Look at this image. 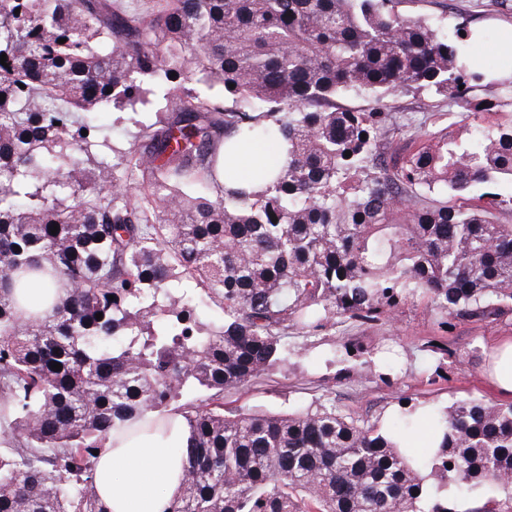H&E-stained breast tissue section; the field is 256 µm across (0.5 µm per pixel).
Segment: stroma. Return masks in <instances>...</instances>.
Segmentation results:
<instances>
[{
    "label": "stroma",
    "instance_id": "stroma-1",
    "mask_svg": "<svg viewBox=\"0 0 512 512\" xmlns=\"http://www.w3.org/2000/svg\"><path fill=\"white\" fill-rule=\"evenodd\" d=\"M398 10L443 26L450 34L463 22L489 33V40L472 52L481 57L484 69H498L501 35L512 27V0H401ZM385 104L394 132L382 149L390 155L404 154L420 136L457 137L466 130L464 106L429 90L400 92ZM507 336H512V317L448 321L424 299L409 301L391 322L347 321L313 334L293 329L287 359L262 383L225 393L224 407L277 412L326 393L345 411L386 420L399 413L403 400L437 409L463 397L496 403L500 397L489 382L486 361ZM342 343L353 354L340 363L334 348ZM369 359L382 367V374H365L362 364Z\"/></svg>",
    "mask_w": 512,
    "mask_h": 512
}]
</instances>
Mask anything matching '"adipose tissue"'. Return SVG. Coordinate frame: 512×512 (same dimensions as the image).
<instances>
[{
  "label": "adipose tissue",
  "instance_id": "obj_1",
  "mask_svg": "<svg viewBox=\"0 0 512 512\" xmlns=\"http://www.w3.org/2000/svg\"><path fill=\"white\" fill-rule=\"evenodd\" d=\"M151 418L111 432L94 461V481L109 512H168L180 493L190 432L181 416L167 428Z\"/></svg>",
  "mask_w": 512,
  "mask_h": 512
}]
</instances>
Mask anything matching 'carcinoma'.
Returning a JSON list of instances; mask_svg holds the SVG:
<instances>
[{"mask_svg":"<svg viewBox=\"0 0 512 512\" xmlns=\"http://www.w3.org/2000/svg\"><path fill=\"white\" fill-rule=\"evenodd\" d=\"M400 2L0 0V512H107L93 451L147 413L190 431L168 512H455L423 507L425 467L506 495L477 512H512V402L428 410L442 443L423 461L394 441L410 422L327 394L224 412L286 360L290 328L389 321L417 297L512 313L495 217L512 196H468L512 183V123L484 126V75L459 60L474 31L450 40ZM410 89L462 102L472 137L379 152L383 99ZM352 95L378 107L336 106ZM106 110L134 127L126 147ZM250 139L285 160L219 184ZM17 274L64 293L24 319Z\"/></svg>","mask_w":512,"mask_h":512,"instance_id":"1","label":"carcinoma"}]
</instances>
